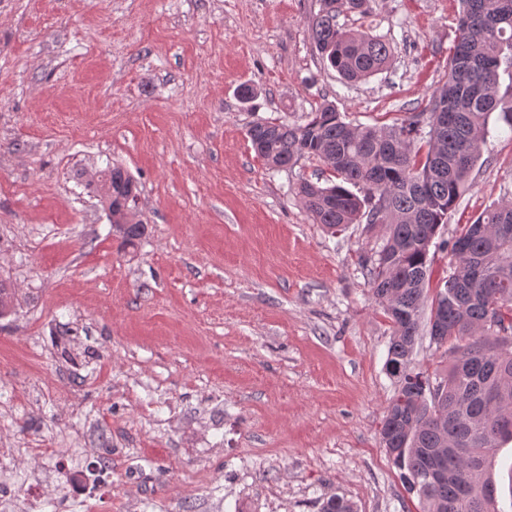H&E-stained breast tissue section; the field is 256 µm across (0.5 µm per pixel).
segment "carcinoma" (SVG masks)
Listing matches in <instances>:
<instances>
[{"label":"carcinoma","instance_id":"carcinoma-1","mask_svg":"<svg viewBox=\"0 0 512 512\" xmlns=\"http://www.w3.org/2000/svg\"><path fill=\"white\" fill-rule=\"evenodd\" d=\"M446 80L423 109L389 126L346 122L331 103L294 123L256 121L247 136L272 169H290L307 156L339 182L302 181L299 198L317 224L338 229L379 224L381 244L362 257L375 302L392 324L387 365L400 370L380 428V443L400 472L406 493L423 512H502L497 508L492 457L512 440V339L486 326L493 313L512 333V206L500 205L460 227L462 249L435 242L469 186L492 113L512 128V98L497 93L500 73L512 74V0H462ZM369 0H320L309 36L322 61L346 81L383 71L386 41L342 27L345 12ZM108 211L121 243L133 248L145 224L129 217L138 183L119 165L88 183ZM450 249L447 276L430 286V248ZM447 346L448 372L432 377L410 367L426 298ZM320 512H355L336 495Z\"/></svg>","mask_w":512,"mask_h":512}]
</instances>
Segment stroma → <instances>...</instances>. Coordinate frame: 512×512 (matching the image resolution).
Masks as SVG:
<instances>
[{
  "mask_svg": "<svg viewBox=\"0 0 512 512\" xmlns=\"http://www.w3.org/2000/svg\"><path fill=\"white\" fill-rule=\"evenodd\" d=\"M319 0H0V493L79 404L82 465L112 455V496L48 476L40 512H421L379 443L396 382L389 319L360 256L381 226L313 223L247 138L322 103L355 125L420 111L445 80L458 0H371L339 23L388 41V70L351 85L307 34ZM253 86L250 102L241 85ZM138 182L147 234L123 247L88 175ZM512 204V130L491 115L471 185L442 229Z\"/></svg>",
  "mask_w": 512,
  "mask_h": 512,
  "instance_id": "obj_1",
  "label": "stroma"
}]
</instances>
